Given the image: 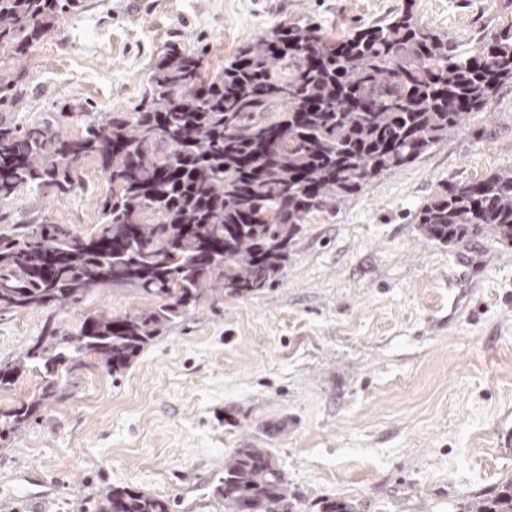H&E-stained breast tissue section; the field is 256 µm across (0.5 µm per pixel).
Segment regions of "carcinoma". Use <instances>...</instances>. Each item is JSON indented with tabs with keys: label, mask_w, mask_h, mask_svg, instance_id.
Returning a JSON list of instances; mask_svg holds the SVG:
<instances>
[{
	"label": "carcinoma",
	"mask_w": 512,
	"mask_h": 512,
	"mask_svg": "<svg viewBox=\"0 0 512 512\" xmlns=\"http://www.w3.org/2000/svg\"><path fill=\"white\" fill-rule=\"evenodd\" d=\"M82 0H0V49L27 59L32 44ZM25 66L0 74V105ZM512 81V26L465 50L406 9L345 39L322 25L275 23L207 77L178 42L151 67L131 111L85 112L78 136L49 121L0 124V204L21 188L64 199L93 160L107 183L98 229L23 224L0 233V317L32 308L51 317L19 353L0 359V389L38 371V395L0 411V439L23 429L89 366L117 375L188 311L272 287L301 224L334 211L383 174L459 133ZM421 234L451 245L490 234L512 245V166L441 186L417 214ZM155 302L133 314L92 311L78 330L53 321L100 289ZM224 512H281L292 497L269 448L224 455L212 488ZM94 512H171L169 500L109 486ZM512 512V479L458 505Z\"/></svg>",
	"instance_id": "cac0c4a2"
}]
</instances>
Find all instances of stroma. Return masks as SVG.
I'll return each instance as SVG.
<instances>
[{
  "label": "stroma",
  "mask_w": 512,
  "mask_h": 512,
  "mask_svg": "<svg viewBox=\"0 0 512 512\" xmlns=\"http://www.w3.org/2000/svg\"><path fill=\"white\" fill-rule=\"evenodd\" d=\"M411 9L459 49L512 25V0H83L29 51L0 124L53 120L81 134L82 110H130L172 41L204 50L212 75L271 24L315 16L332 36ZM512 166V82L463 130L311 215L274 287L190 311L120 377L71 376L62 400L0 442V512H89L109 486L169 499L173 512H224L211 496L225 454L272 448L293 512L330 498L357 512H457L512 478V246L488 235L452 246L415 216L442 183ZM106 183L94 161L66 201L21 190L14 224L87 234ZM144 299L100 290L63 318L132 314ZM47 316L0 317V357ZM282 430L267 436L268 424Z\"/></svg>",
  "instance_id": "stroma-1"
}]
</instances>
